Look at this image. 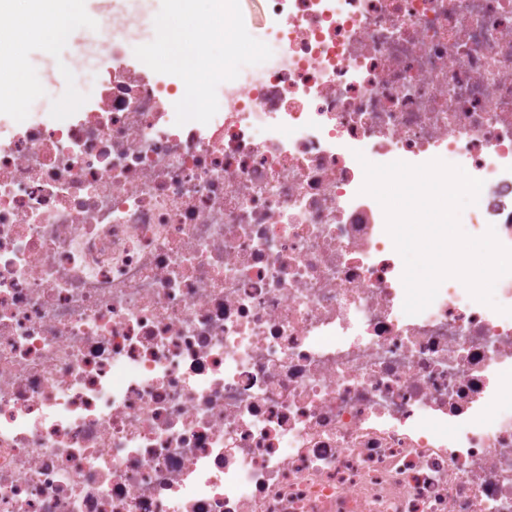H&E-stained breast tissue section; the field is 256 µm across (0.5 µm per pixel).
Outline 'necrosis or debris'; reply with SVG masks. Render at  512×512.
I'll return each mask as SVG.
<instances>
[{
  "instance_id": "4bbe7bcc",
  "label": "necrosis or debris",
  "mask_w": 512,
  "mask_h": 512,
  "mask_svg": "<svg viewBox=\"0 0 512 512\" xmlns=\"http://www.w3.org/2000/svg\"><path fill=\"white\" fill-rule=\"evenodd\" d=\"M277 63L190 110L0 97V512H512V274L403 311L363 162L482 180L512 248V0H252Z\"/></svg>"
}]
</instances>
